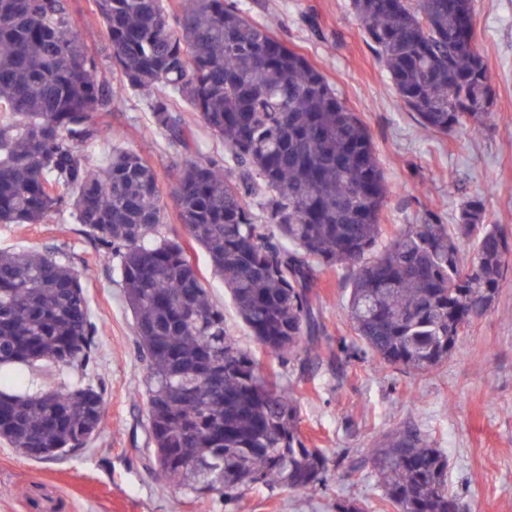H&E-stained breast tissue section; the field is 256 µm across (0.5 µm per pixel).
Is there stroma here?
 Returning <instances> with one entry per match:
<instances>
[{"mask_svg":"<svg viewBox=\"0 0 512 512\" xmlns=\"http://www.w3.org/2000/svg\"><path fill=\"white\" fill-rule=\"evenodd\" d=\"M250 15L322 70L368 126L391 192L382 214L388 232L414 224L429 210L455 221L462 194L485 195L489 220L512 229V0H475L477 46L495 89L494 127L476 140L424 130L401 104L377 54L367 44L350 0H245ZM142 98L119 104L117 138L87 148L102 165L113 150L140 153L158 172L170 201L173 170L187 153L174 139L147 134ZM36 249L83 269L97 325L86 383L101 393L103 427L87 447L59 461L18 455L0 441V512H336L340 500L379 512L380 492L363 474L330 467L308 496L283 486L245 491L238 506L217 497L200 504L165 484L146 460L145 364L137 352L132 314L119 275L100 259L69 213L50 224L0 226V251ZM192 261L239 346L255 350L228 291L203 250ZM350 286L336 273L318 285L330 342L348 337L342 306ZM299 399L300 427L309 445L336 454L376 447L383 435L414 426L448 456V487L471 512H512V271L495 307L477 319L451 358L422 375L355 352L285 370Z\"/></svg>","mask_w":512,"mask_h":512,"instance_id":"1","label":"stroma"}]
</instances>
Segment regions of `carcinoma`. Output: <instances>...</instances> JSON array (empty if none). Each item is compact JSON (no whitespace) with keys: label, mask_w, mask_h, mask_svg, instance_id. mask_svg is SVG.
<instances>
[{"label":"carcinoma","mask_w":512,"mask_h":512,"mask_svg":"<svg viewBox=\"0 0 512 512\" xmlns=\"http://www.w3.org/2000/svg\"><path fill=\"white\" fill-rule=\"evenodd\" d=\"M107 39L88 52L69 0H0V224H46L65 209L114 264L146 363L151 463L204 503H239L258 485L304 494L327 472L299 429L297 397L276 367L307 362L323 335L314 288L329 270L351 282L344 314L379 362L429 373L448 362L495 305L512 266V231L464 196L456 223L427 211L388 235L390 187L371 134L324 74L252 19L241 0H95ZM475 0H350L403 105L425 129L479 135L494 122L491 76L465 32ZM150 102L149 131L191 155L166 224L158 173L114 150L117 102ZM184 102L224 157L206 156L175 107ZM203 249L236 312L277 366L238 345L192 263ZM96 327L81 274L51 252H0V369L46 361L84 369ZM0 376V440L24 457L61 460L103 423L102 395L79 383L23 393ZM189 452L183 453L181 449ZM341 461L374 479L395 512H469L448 490V456L415 428Z\"/></svg>","instance_id":"cac0c4a2"}]
</instances>
